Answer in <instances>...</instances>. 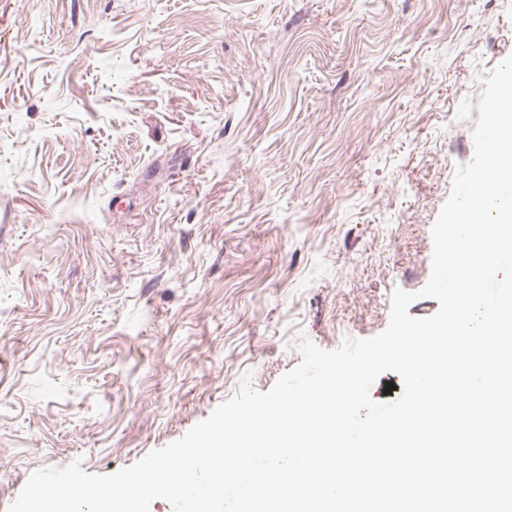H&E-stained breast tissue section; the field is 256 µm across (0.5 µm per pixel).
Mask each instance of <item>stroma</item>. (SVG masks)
<instances>
[{"label": "stroma", "mask_w": 512, "mask_h": 512, "mask_svg": "<svg viewBox=\"0 0 512 512\" xmlns=\"http://www.w3.org/2000/svg\"><path fill=\"white\" fill-rule=\"evenodd\" d=\"M510 56L512 0H0V512L384 331Z\"/></svg>", "instance_id": "stroma-1"}]
</instances>
